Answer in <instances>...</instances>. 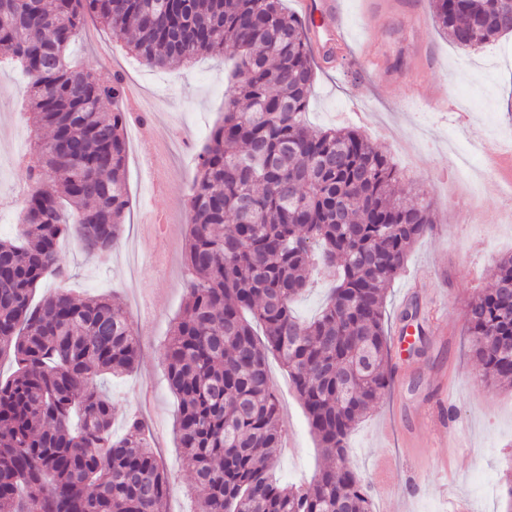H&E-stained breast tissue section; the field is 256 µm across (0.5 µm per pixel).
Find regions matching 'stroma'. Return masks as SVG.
Here are the masks:
<instances>
[{
    "label": "stroma",
    "mask_w": 512,
    "mask_h": 512,
    "mask_svg": "<svg viewBox=\"0 0 512 512\" xmlns=\"http://www.w3.org/2000/svg\"><path fill=\"white\" fill-rule=\"evenodd\" d=\"M344 2L350 54L318 69L308 119L359 129L405 174L406 189L427 195L434 219L387 299L389 335L402 329L400 314L413 303L422 337L416 348L393 358V389L353 432L349 459L372 483L378 457L398 463L393 485L373 483L374 512H505V484L512 479V392L483 383L470 353L465 314L477 293L490 286L492 262L512 253V183L475 158L483 188L472 198L456 181L457 160L448 142L464 148L481 138L491 155L512 147V35L462 49L439 31L429 0H402L397 11L371 25L362 19V0ZM71 56L100 79L119 73L137 87L147 125L139 127L133 117L127 124L129 209L120 244L102 262L77 240H65L59 262L70 278L46 279L36 294L63 287L80 297L120 298L142 351L132 372L107 383L121 411L112 430L123 434L125 415L143 417L170 476L168 512H195L191 474L178 446V402L168 389L163 359L189 278L188 198L198 156L224 116L230 64L205 55L177 68H152L95 24L80 32ZM391 70L404 78L403 91L386 85ZM25 82L18 67L0 65L2 239L18 232L27 189L24 162L36 137L23 110ZM417 88L453 105L460 97L472 98L471 130L421 103L413 94ZM268 366L281 398L283 443L275 475L310 482L322 463L318 443L287 370L274 356Z\"/></svg>",
    "instance_id": "stroma-1"
}]
</instances>
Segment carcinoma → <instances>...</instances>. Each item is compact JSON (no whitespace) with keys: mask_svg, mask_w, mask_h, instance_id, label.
<instances>
[{"mask_svg":"<svg viewBox=\"0 0 512 512\" xmlns=\"http://www.w3.org/2000/svg\"><path fill=\"white\" fill-rule=\"evenodd\" d=\"M431 2L457 46L512 33V0ZM88 15L152 67L205 54L233 66L224 119L199 155L191 279L164 356L197 512H373L348 441L393 388L386 298L431 230V205L394 196L399 172L358 130L307 124L317 63L283 0H0V55L27 76L39 132L21 232L0 239V359L16 365L0 379V512H167L169 476L143 421L132 416L115 435L117 408L100 385L137 364L128 316L108 298L33 300L46 278L68 277L64 239L104 256L128 207L127 115L115 108L124 78L102 82L69 60ZM315 263L334 285L318 318L302 322L292 303ZM492 279L466 328L487 386H509L512 255ZM270 353L327 459L305 487L272 478L282 435Z\"/></svg>","mask_w":512,"mask_h":512,"instance_id":"carcinoma-1","label":"carcinoma"}]
</instances>
